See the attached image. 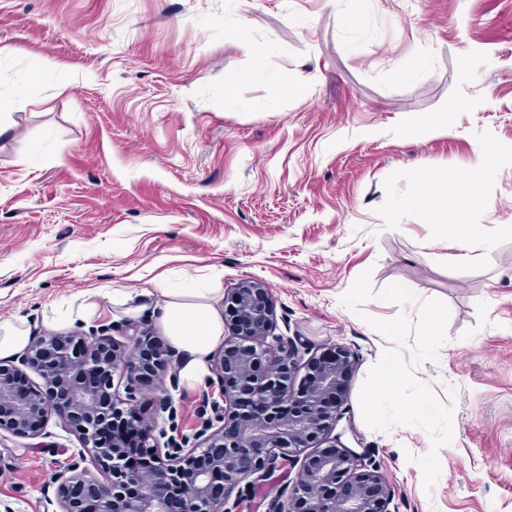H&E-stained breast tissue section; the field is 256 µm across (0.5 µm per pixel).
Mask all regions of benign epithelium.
I'll use <instances>...</instances> for the list:
<instances>
[{"instance_id": "obj_1", "label": "benign epithelium", "mask_w": 512, "mask_h": 512, "mask_svg": "<svg viewBox=\"0 0 512 512\" xmlns=\"http://www.w3.org/2000/svg\"><path fill=\"white\" fill-rule=\"evenodd\" d=\"M275 318L264 283L224 291L228 335L213 363L219 398H202V425L191 438L166 437L140 412L142 381L170 366L171 355L136 328L128 350L105 333L46 334L29 344L21 366L0 362V433L36 438L57 416L77 436L81 448L55 475L59 512H171L175 496L180 512H239L243 496L286 462L297 471L270 512H390L384 478L331 439L352 354L337 345L303 365L298 347L274 335ZM25 367L41 382L25 381ZM157 401L174 419L167 389ZM116 420L136 436L134 447L106 439Z\"/></svg>"}]
</instances>
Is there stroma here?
<instances>
[{
    "mask_svg": "<svg viewBox=\"0 0 512 512\" xmlns=\"http://www.w3.org/2000/svg\"><path fill=\"white\" fill-rule=\"evenodd\" d=\"M412 57L425 68L399 79ZM284 77L295 92L271 98ZM442 118L448 133L405 135ZM0 121L14 127L0 139V320L41 333L107 288L116 298L74 328L119 339L128 321L155 328L157 278L264 282L302 357L352 350L334 434L391 486L392 512H512V163L468 214L475 250L397 205L424 191L423 170L465 173L478 144L512 151V0H376L350 26L334 0H0ZM366 271L374 290L399 282L449 309L437 361L415 370L453 409L429 489L406 459L429 451L426 432L362 417L392 347L368 318L417 314L343 306ZM219 391L173 390L174 434L193 435ZM78 446L57 417L38 438L0 437V503L55 512L50 474Z\"/></svg>",
    "mask_w": 512,
    "mask_h": 512,
    "instance_id": "1",
    "label": "stroma"
}]
</instances>
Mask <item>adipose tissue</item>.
Returning <instances> with one entry per match:
<instances>
[{
    "label": "adipose tissue",
    "instance_id": "1",
    "mask_svg": "<svg viewBox=\"0 0 512 512\" xmlns=\"http://www.w3.org/2000/svg\"><path fill=\"white\" fill-rule=\"evenodd\" d=\"M499 165L491 147L478 145L477 160L463 179L441 176L433 179L432 193L418 192L403 197L399 206L405 211H424L432 224L446 235L466 243L477 242L476 230L463 217L479 200L483 188L498 175ZM459 219L449 223V211ZM162 301L156 307L158 323L170 346L181 357L180 376L188 386L201 383L209 373V360L224 341V318L218 309L221 299L217 288L160 290Z\"/></svg>",
    "mask_w": 512,
    "mask_h": 512
}]
</instances>
